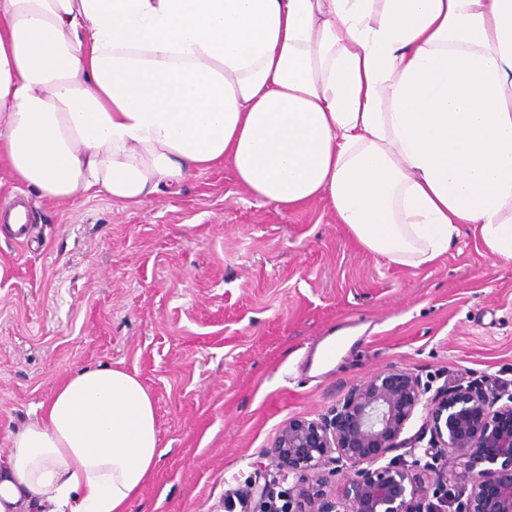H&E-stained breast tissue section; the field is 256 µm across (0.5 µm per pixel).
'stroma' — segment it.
<instances>
[{
  "label": "stroma",
  "instance_id": "35a3bbf8",
  "mask_svg": "<svg viewBox=\"0 0 512 512\" xmlns=\"http://www.w3.org/2000/svg\"><path fill=\"white\" fill-rule=\"evenodd\" d=\"M29 202L20 244L0 219V448L87 366L136 375L163 455L130 512H224L278 431L374 373L438 391L512 390V262L462 233L434 265L358 247L326 201L262 203L217 165L140 206L50 202L0 164V206ZM352 337L326 371L319 342Z\"/></svg>",
  "mask_w": 512,
  "mask_h": 512
}]
</instances>
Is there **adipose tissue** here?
Here are the masks:
<instances>
[{
    "label": "adipose tissue",
    "mask_w": 512,
    "mask_h": 512,
    "mask_svg": "<svg viewBox=\"0 0 512 512\" xmlns=\"http://www.w3.org/2000/svg\"><path fill=\"white\" fill-rule=\"evenodd\" d=\"M0 156L124 206L225 163L390 263L465 228L510 262L512 0H0ZM40 409L0 448V512H128L162 455L138 378L79 368Z\"/></svg>",
    "instance_id": "adipose-tissue-1"
}]
</instances>
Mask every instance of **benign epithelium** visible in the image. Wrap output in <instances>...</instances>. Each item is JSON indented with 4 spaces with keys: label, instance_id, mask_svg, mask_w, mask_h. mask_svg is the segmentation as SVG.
Segmentation results:
<instances>
[{
    "label": "benign epithelium",
    "instance_id": "7a95c632",
    "mask_svg": "<svg viewBox=\"0 0 512 512\" xmlns=\"http://www.w3.org/2000/svg\"><path fill=\"white\" fill-rule=\"evenodd\" d=\"M419 377L394 369L350 388L319 420L292 419L224 512H512V393L479 382L427 396ZM423 412L433 462L363 467L403 445ZM340 495L310 487L328 465Z\"/></svg>",
    "mask_w": 512,
    "mask_h": 512
}]
</instances>
